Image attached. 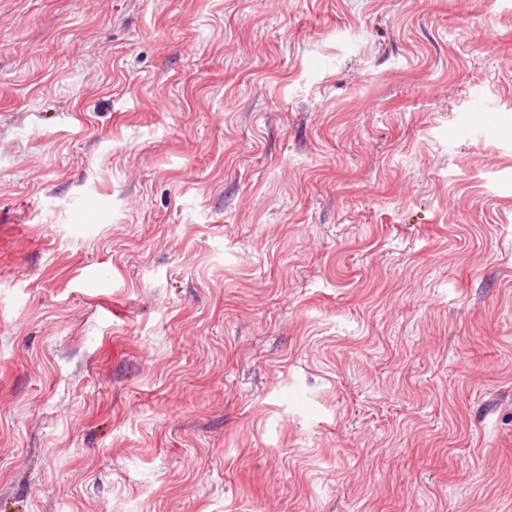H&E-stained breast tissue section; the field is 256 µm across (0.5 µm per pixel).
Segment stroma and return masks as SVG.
Listing matches in <instances>:
<instances>
[{
	"mask_svg": "<svg viewBox=\"0 0 512 512\" xmlns=\"http://www.w3.org/2000/svg\"><path fill=\"white\" fill-rule=\"evenodd\" d=\"M0 512H512V0H0Z\"/></svg>",
	"mask_w": 512,
	"mask_h": 512,
	"instance_id": "stroma-1",
	"label": "stroma"
}]
</instances>
